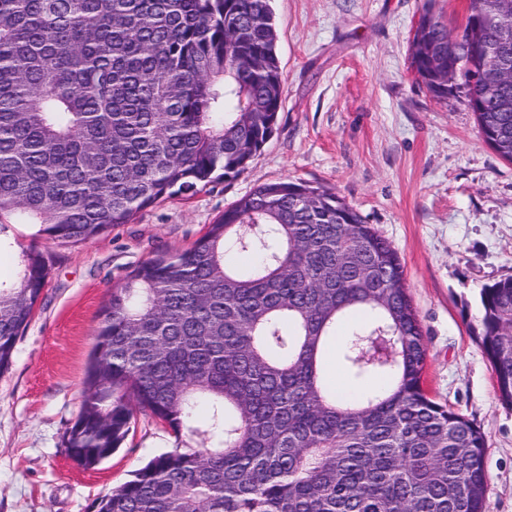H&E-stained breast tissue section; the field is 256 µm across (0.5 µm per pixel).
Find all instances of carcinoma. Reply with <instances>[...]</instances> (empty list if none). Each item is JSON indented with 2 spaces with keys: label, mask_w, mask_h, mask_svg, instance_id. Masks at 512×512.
Returning a JSON list of instances; mask_svg holds the SVG:
<instances>
[{
  "label": "carcinoma",
  "mask_w": 512,
  "mask_h": 512,
  "mask_svg": "<svg viewBox=\"0 0 512 512\" xmlns=\"http://www.w3.org/2000/svg\"><path fill=\"white\" fill-rule=\"evenodd\" d=\"M499 2L469 0L468 21ZM418 24V78L435 100L464 101L512 162V83L506 104L483 85L490 69L512 75V38L483 27L497 50L476 57L465 30L438 61L425 41L448 40V25L429 9ZM277 42L271 0H0V234L23 222L83 243L241 175L283 109ZM227 243L256 260L226 262ZM53 262L31 249L0 283V374ZM480 304L478 339L512 407V277ZM357 310L342 367L387 388L345 404L323 383L324 348ZM427 360L389 242L329 188L267 182L112 287L65 448L97 465L136 411L178 438L96 512H485V437L426 395Z\"/></svg>",
  "instance_id": "obj_1"
}]
</instances>
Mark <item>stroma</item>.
I'll list each match as a JSON object with an SVG mask.
<instances>
[{
  "label": "stroma",
  "mask_w": 512,
  "mask_h": 512,
  "mask_svg": "<svg viewBox=\"0 0 512 512\" xmlns=\"http://www.w3.org/2000/svg\"><path fill=\"white\" fill-rule=\"evenodd\" d=\"M427 4L453 28L468 0H271L283 110L241 175L157 203L84 244L9 225L0 282L15 281L23 251L60 261L0 375V512H94L175 447L168 428L138 413L97 466L67 453L108 290L155 255L189 248L225 208L273 180L333 189L398 251L428 344L426 392L480 428L486 512H512V407L499 400L476 339L482 288L512 276V162L483 141L467 106L435 101L418 79L410 39Z\"/></svg>",
  "instance_id": "35a3bbf8"
}]
</instances>
